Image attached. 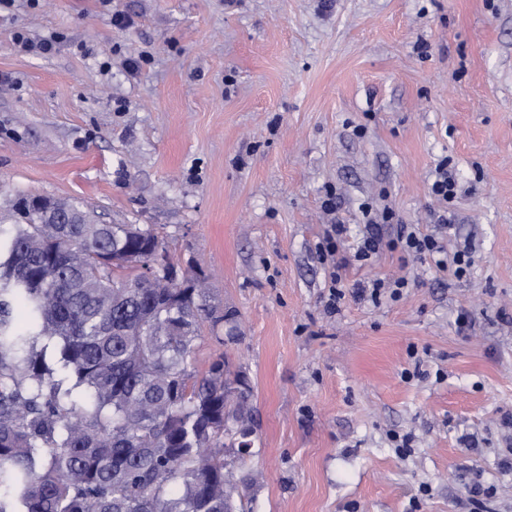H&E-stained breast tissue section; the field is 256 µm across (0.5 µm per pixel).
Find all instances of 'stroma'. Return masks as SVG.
I'll use <instances>...</instances> for the list:
<instances>
[{
	"label": "stroma",
	"mask_w": 512,
	"mask_h": 512,
	"mask_svg": "<svg viewBox=\"0 0 512 512\" xmlns=\"http://www.w3.org/2000/svg\"><path fill=\"white\" fill-rule=\"evenodd\" d=\"M1 76L0 211L42 196L152 226L237 311L238 342L197 364L225 355L251 387L250 512H472L474 479L512 512V0H12ZM366 202L469 248L466 275L385 251L342 285L403 276V297L328 313L316 245L340 222L355 247ZM455 180L448 174V164L443 162L436 168L435 180L431 184V194L440 202L446 204L455 196Z\"/></svg>",
	"instance_id": "35a3bbf8"
}]
</instances>
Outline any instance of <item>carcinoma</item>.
<instances>
[{
  "label": "carcinoma",
  "instance_id": "obj_1",
  "mask_svg": "<svg viewBox=\"0 0 512 512\" xmlns=\"http://www.w3.org/2000/svg\"><path fill=\"white\" fill-rule=\"evenodd\" d=\"M142 224L0 220V512H246L250 386L197 366L224 309L200 268L151 271ZM126 251L124 263L112 253Z\"/></svg>",
  "mask_w": 512,
  "mask_h": 512
}]
</instances>
